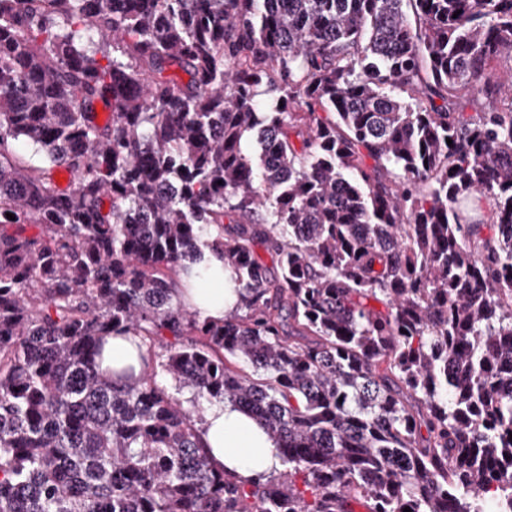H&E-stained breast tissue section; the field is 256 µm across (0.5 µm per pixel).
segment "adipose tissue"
I'll list each match as a JSON object with an SVG mask.
<instances>
[{
    "instance_id": "ef3b65f1",
    "label": "adipose tissue",
    "mask_w": 512,
    "mask_h": 512,
    "mask_svg": "<svg viewBox=\"0 0 512 512\" xmlns=\"http://www.w3.org/2000/svg\"><path fill=\"white\" fill-rule=\"evenodd\" d=\"M198 248L200 258L186 261L177 277L173 300L203 319L220 322L238 303L237 295L226 288L232 273L207 242ZM200 442L218 468L247 482L266 479L283 468L277 445L258 422L227 401L207 405Z\"/></svg>"
}]
</instances>
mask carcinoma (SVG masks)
I'll return each mask as SVG.
<instances>
[{
	"mask_svg": "<svg viewBox=\"0 0 512 512\" xmlns=\"http://www.w3.org/2000/svg\"><path fill=\"white\" fill-rule=\"evenodd\" d=\"M506 53L512 0H0V512H512ZM210 240L211 237H204L198 244L200 258L184 263L177 277L173 302L198 311L205 320L222 322L235 310L239 298L228 292L233 288H225L226 281H231L233 274L224 269V263L214 255L208 246ZM186 270L191 277L186 275ZM133 345L130 342L115 339L112 337L109 343L105 347L104 359L100 365L102 370L110 368L112 370H120L127 364H134L135 372L138 375L142 367L141 361L137 357L134 341L139 343L137 337L129 336ZM201 446L218 468L246 482L265 480L283 469L277 445L257 421L228 401L204 412Z\"/></svg>",
	"mask_w": 512,
	"mask_h": 512,
	"instance_id": "1",
	"label": "carcinoma"
}]
</instances>
